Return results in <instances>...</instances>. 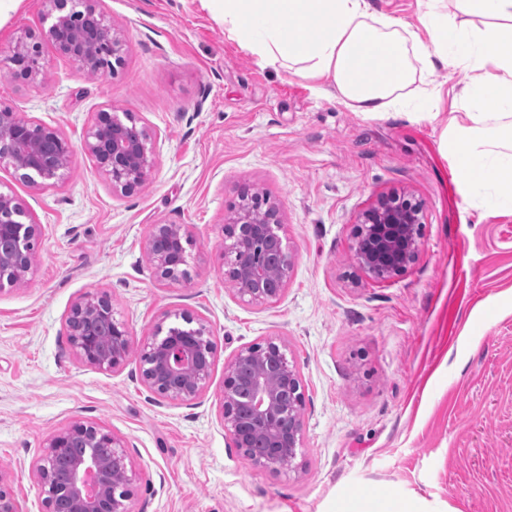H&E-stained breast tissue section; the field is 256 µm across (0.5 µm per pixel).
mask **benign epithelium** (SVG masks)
Segmentation results:
<instances>
[{"label":"benign epithelium","mask_w":512,"mask_h":512,"mask_svg":"<svg viewBox=\"0 0 512 512\" xmlns=\"http://www.w3.org/2000/svg\"><path fill=\"white\" fill-rule=\"evenodd\" d=\"M47 0L48 27L37 35L20 37L0 67L14 77L36 80L42 74V42L54 45L76 66L101 69L100 61L115 72L122 64L125 42L106 24L98 0ZM144 129L128 126L118 113H96L88 126L82 150L107 175L112 190L129 194L141 187L154 168ZM74 146L57 129L26 118L0 104V164L8 163L32 186L63 178ZM24 210L11 194L0 192V281L27 279L38 237V225L24 223ZM422 208L399 195L379 198L359 217L354 244L360 266L378 278L403 271L419 248ZM278 207L263 196L245 190L224 224V279L239 298L252 304L273 302L282 295L292 268L283 246ZM183 227L156 224L148 253L158 275L177 279L187 275ZM183 323L165 334H155L141 352L142 375L158 396L191 402L200 398L215 347L212 331L199 318L181 315ZM71 343L79 357L99 368L120 365L129 353L130 334L114 319L112 302L104 293L84 294L68 317ZM302 380L286 345L273 340L240 349L224 371L221 420L240 454L257 467L274 472H296L303 444ZM81 452L69 461V479H55L58 461L73 444ZM129 458L124 442L109 432L82 423L57 433L34 465L41 491L40 512H127ZM0 512H19L7 478L0 473Z\"/></svg>","instance_id":"1"}]
</instances>
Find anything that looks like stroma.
Here are the masks:
<instances>
[{
	"label": "stroma",
	"mask_w": 512,
	"mask_h": 512,
	"mask_svg": "<svg viewBox=\"0 0 512 512\" xmlns=\"http://www.w3.org/2000/svg\"><path fill=\"white\" fill-rule=\"evenodd\" d=\"M123 31L115 72L80 70L43 43L34 82L0 70V103L80 144L97 112L150 135L155 165L121 195L76 152L64 178L35 187L0 165L39 226L27 280L0 284V471L20 512H38L33 466L69 426L121 438L129 512H337L388 496L410 512H512V214L461 200L439 146L468 69L424 72L437 116L369 118L299 76L260 65L200 0H100ZM44 0H0V56L44 25ZM281 213L292 271L254 305L225 281L224 219L242 189ZM397 194L423 206L419 249L380 279L353 251L359 215ZM181 224L187 278L157 276L153 225ZM106 293L131 336L127 358L82 361L66 320ZM211 327L215 360L200 398L153 393L140 354L183 313ZM284 342L302 378V473L246 460L220 417L224 370L245 346Z\"/></svg>",
	"instance_id": "stroma-1"
}]
</instances>
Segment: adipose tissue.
Here are the masks:
<instances>
[{
	"label": "adipose tissue",
	"instance_id": "ef3b65f1",
	"mask_svg": "<svg viewBox=\"0 0 512 512\" xmlns=\"http://www.w3.org/2000/svg\"><path fill=\"white\" fill-rule=\"evenodd\" d=\"M229 40L263 65L336 88L366 116L429 115L435 89L417 69L455 60L472 76L440 135L471 207L512 213V0H459L468 21L429 5L419 27L369 0H201Z\"/></svg>",
	"mask_w": 512,
	"mask_h": 512
}]
</instances>
